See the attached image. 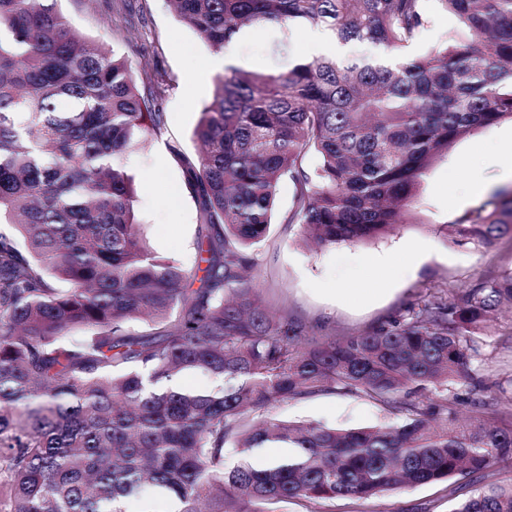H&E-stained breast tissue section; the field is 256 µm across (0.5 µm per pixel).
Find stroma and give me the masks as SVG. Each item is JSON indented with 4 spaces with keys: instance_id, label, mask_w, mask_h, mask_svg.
<instances>
[{
    "instance_id": "35a3bbf8",
    "label": "stroma",
    "mask_w": 512,
    "mask_h": 512,
    "mask_svg": "<svg viewBox=\"0 0 512 512\" xmlns=\"http://www.w3.org/2000/svg\"><path fill=\"white\" fill-rule=\"evenodd\" d=\"M59 9L82 36L103 42L132 63L136 79L161 84L154 101L166 124L124 163L137 190L136 216L143 237L158 256L195 262V204L187 184L184 158H196L194 129L210 102L215 72L201 71L211 53L185 27L168 0H59ZM512 167V121L506 120L456 141L426 174L410 206L406 223L363 244L341 242L312 250L302 242L301 227L288 223L297 192L283 180L276 215L264 242L254 248V285L272 307L286 308L322 335H356L406 314L430 296L456 301L461 290L512 270V239L488 245L462 240L456 220L480 205L466 195L471 174L488 185L504 187V169ZM424 242L429 249L416 273L378 268L381 257L401 258L406 245ZM343 288L369 289L352 302ZM474 378L488 388L486 418L512 423V308L501 307L481 334L480 354L471 365ZM278 416L329 427H362L387 422L385 407L358 393H326L279 404ZM449 485L442 482L409 491L387 492L369 500H294L276 512H449Z\"/></svg>"
}]
</instances>
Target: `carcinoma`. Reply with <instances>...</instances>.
Returning <instances> with one entry per match:
<instances>
[{"label":"carcinoma","mask_w":512,"mask_h":512,"mask_svg":"<svg viewBox=\"0 0 512 512\" xmlns=\"http://www.w3.org/2000/svg\"><path fill=\"white\" fill-rule=\"evenodd\" d=\"M430 1L466 36L408 57ZM58 2L0 0V224L18 233H0V512H123L147 490L178 512H274L457 477L481 487L451 512H512V482L491 473L512 460V424L451 394L472 379L487 317L512 301L511 271L338 338L268 307L249 278L284 179L297 186L288 223L303 239L362 243L406 222L452 143L512 121V0H171L215 54L268 25L375 49L286 71L224 68L194 129L197 159L185 161L190 271L146 246L122 164L165 124L159 86L80 38ZM456 232L512 238V195H491ZM76 327L86 335L71 336ZM193 373L215 385L162 387ZM429 388L423 408L398 400ZM336 392H361L395 418L342 429L274 414ZM264 447L293 457L258 468ZM228 448L239 455L230 469Z\"/></svg>","instance_id":"carcinoma-1"}]
</instances>
